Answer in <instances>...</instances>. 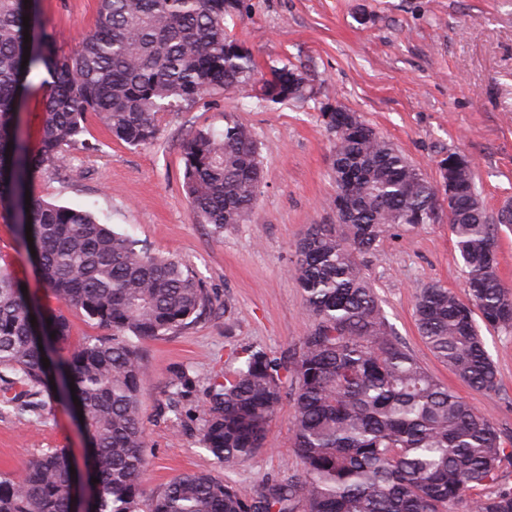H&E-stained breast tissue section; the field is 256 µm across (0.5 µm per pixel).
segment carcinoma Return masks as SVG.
I'll use <instances>...</instances> for the list:
<instances>
[{"mask_svg": "<svg viewBox=\"0 0 512 512\" xmlns=\"http://www.w3.org/2000/svg\"><path fill=\"white\" fill-rule=\"evenodd\" d=\"M242 9L243 0H99L94 28L65 57L24 0H0V208L16 212L17 236L35 249L46 287L111 331L71 345L68 317L37 315L0 256V405L37 410L51 367L58 369L60 387L81 402L91 438L92 512H449L476 490L471 512H512V484L502 476L512 448L401 343L363 270V256L377 251L386 227L433 223L440 209L434 183L359 113L327 106L321 117L334 138L332 204L342 223L310 225L291 266L313 327L286 356L243 351L201 408L204 447L226 466L243 464L268 447L288 377L302 468L249 494L210 474L146 485L140 347L191 328L211 308L210 295L181 261L147 252L87 211L41 199L27 205L25 195H33L39 173L63 164V147L77 140L90 113L115 139L142 146L157 138L160 113L205 95L249 86L267 104L315 98L304 70L271 65L263 73L251 50L227 37L226 21ZM34 68L49 76L50 93L32 152L18 137L16 111ZM184 158L183 188L204 223L221 234L250 217L263 182L250 126L227 112L223 130L200 129L186 141ZM439 172L468 297L438 284L418 289V332L469 387L495 391L498 373L478 322L512 331V289L497 274L498 234L512 226V215L487 219L466 155L448 154ZM73 468L66 449L56 448L30 460L19 479L0 473V512H74Z\"/></svg>", "mask_w": 512, "mask_h": 512, "instance_id": "obj_1", "label": "carcinoma"}]
</instances>
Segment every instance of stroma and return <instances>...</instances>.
<instances>
[{"instance_id":"stroma-1","label":"stroma","mask_w":512,"mask_h":512,"mask_svg":"<svg viewBox=\"0 0 512 512\" xmlns=\"http://www.w3.org/2000/svg\"><path fill=\"white\" fill-rule=\"evenodd\" d=\"M43 27L60 54L71 55L92 29L98 0H36ZM226 32L248 46L260 65L294 64L315 85L329 86L330 105L359 113L427 174L457 151L474 162L488 213L512 201V0H244ZM44 71L34 72L22 99V134L37 148ZM321 99L304 104L259 103L250 89H232L159 116L149 145L114 140L88 115L83 146L67 150L58 169L36 180L41 199L90 211L99 223L139 240L153 253L178 258L213 298L209 314L169 340L142 346L147 378L141 393L151 466L158 487L182 473L203 472L252 491L262 479L297 473L290 399L270 427V450L224 467L202 445L200 405L209 385L236 367L237 351L260 348L274 357L298 348L313 326L290 273L294 244L311 224H332L336 213L334 143L321 117ZM236 113L258 139L263 186L251 218L215 234L193 212L182 188V144L201 127H224ZM0 255L42 310L62 305L18 252L15 221L0 210ZM366 274L388 322L420 363L491 419L512 439V333L481 327L498 372L496 391L470 388L426 346L414 304L419 288L436 283L465 296L462 261L447 217L414 231L389 227ZM196 378L178 398V420L163 408L176 373ZM32 413L0 407V471L22 475L28 461L51 448L75 461L86 439L67 400L43 389Z\"/></svg>"}]
</instances>
